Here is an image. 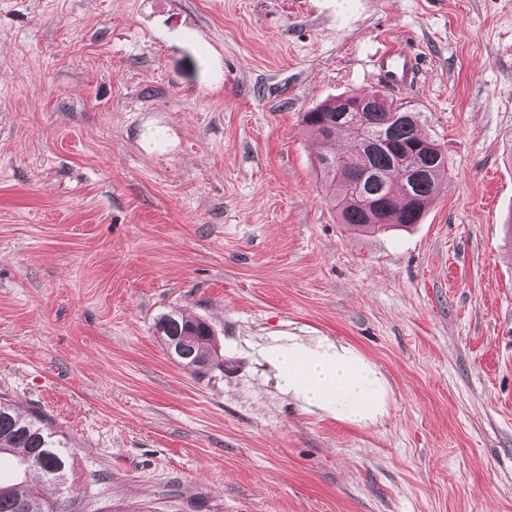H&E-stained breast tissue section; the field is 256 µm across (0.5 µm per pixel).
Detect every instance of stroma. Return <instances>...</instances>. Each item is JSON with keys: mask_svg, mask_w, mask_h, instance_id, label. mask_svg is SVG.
<instances>
[{"mask_svg": "<svg viewBox=\"0 0 512 512\" xmlns=\"http://www.w3.org/2000/svg\"><path fill=\"white\" fill-rule=\"evenodd\" d=\"M394 41L448 179L366 233L301 119ZM288 344L354 354L371 413L304 407ZM1 396L77 512H512V0H0ZM168 353L180 364L205 373L212 365V333L200 320H188L177 313L166 314L157 324ZM184 336H194L184 341ZM173 347V348H172Z\"/></svg>", "mask_w": 512, "mask_h": 512, "instance_id": "35a3bbf8", "label": "stroma"}]
</instances>
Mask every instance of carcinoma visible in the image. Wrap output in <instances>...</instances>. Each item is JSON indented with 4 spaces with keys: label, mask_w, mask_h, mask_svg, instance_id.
Listing matches in <instances>:
<instances>
[{
    "label": "carcinoma",
    "mask_w": 512,
    "mask_h": 512,
    "mask_svg": "<svg viewBox=\"0 0 512 512\" xmlns=\"http://www.w3.org/2000/svg\"><path fill=\"white\" fill-rule=\"evenodd\" d=\"M361 101L369 109L347 111ZM360 122L372 133H383L386 144L359 151L347 141L344 150L318 158L326 200L336 209L341 223L365 230H381L390 224L419 222L441 191L448 171L445 151L419 129L420 113L389 92L352 93L318 105L302 115L305 129L323 139L349 132ZM422 170L413 178L408 169ZM168 353L180 364L199 373L212 365V333L200 320L177 313L166 314L157 324ZM13 453L24 470L39 472L45 482L57 486L65 501L73 500L67 484L74 456L65 438L51 431L37 412L23 415L0 398V454ZM39 492L25 482L0 484V512H63L60 500L38 504Z\"/></svg>",
    "instance_id": "obj_1"
}]
</instances>
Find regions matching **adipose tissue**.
Masks as SVG:
<instances>
[{
	"label": "adipose tissue",
	"instance_id": "ef3b65f1",
	"mask_svg": "<svg viewBox=\"0 0 512 512\" xmlns=\"http://www.w3.org/2000/svg\"><path fill=\"white\" fill-rule=\"evenodd\" d=\"M273 360L289 393L305 404L333 405L357 417L371 400L370 382L346 354L288 348L277 350Z\"/></svg>",
	"mask_w": 512,
	"mask_h": 512
}]
</instances>
